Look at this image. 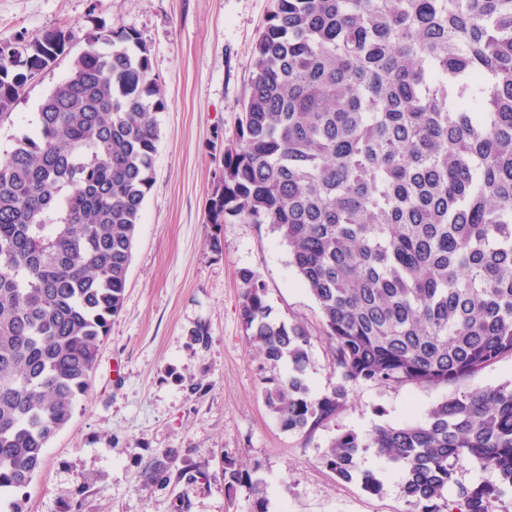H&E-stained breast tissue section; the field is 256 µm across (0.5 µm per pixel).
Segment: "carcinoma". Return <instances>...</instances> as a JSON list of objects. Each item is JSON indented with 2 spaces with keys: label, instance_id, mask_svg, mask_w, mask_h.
I'll return each instance as SVG.
<instances>
[{
  "label": "carcinoma",
  "instance_id": "1",
  "mask_svg": "<svg viewBox=\"0 0 512 512\" xmlns=\"http://www.w3.org/2000/svg\"><path fill=\"white\" fill-rule=\"evenodd\" d=\"M209 223L267 224L314 297L340 383L306 378L311 333L271 318L250 270L249 344L280 427L310 433L347 386H439L512 358V0H271ZM70 28L0 43V126ZM165 94L133 31L87 38L31 134L0 155V492L29 486L89 395L123 308ZM365 448L418 512H499L512 494V380L425 422L338 435L325 464L371 494ZM468 459L494 475L469 485ZM456 499L442 504L448 487Z\"/></svg>",
  "mask_w": 512,
  "mask_h": 512
}]
</instances>
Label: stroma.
Wrapping results in <instances>:
<instances>
[{"instance_id":"stroma-1","label":"stroma","mask_w":512,"mask_h":512,"mask_svg":"<svg viewBox=\"0 0 512 512\" xmlns=\"http://www.w3.org/2000/svg\"><path fill=\"white\" fill-rule=\"evenodd\" d=\"M271 0H0V40L69 26V55L38 74L15 105L26 132L43 96L69 72L90 33L132 30L151 50V74L166 108L154 181L133 247L123 309L101 348L89 397L48 444L41 470L16 494L23 512H252L247 484L262 480L267 512H416L400 493L401 472L374 449L360 470L382 482L363 490L326 467L334 438L424 420L445 398L512 380V358L442 386H350L335 419L311 434L282 430L263 380L286 375L254 353L239 316L241 270L255 272L275 319L312 333L307 380L313 392L339 381L321 334L318 306L268 225L208 222V200L234 138L254 76V46ZM221 246L213 248L211 235ZM208 330L197 341L196 326Z\"/></svg>"}]
</instances>
